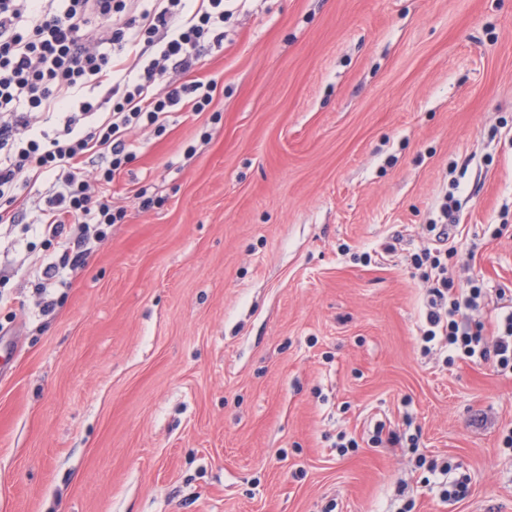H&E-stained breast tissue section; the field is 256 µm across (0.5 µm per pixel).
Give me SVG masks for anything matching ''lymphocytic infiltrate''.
I'll list each match as a JSON object with an SVG mask.
<instances>
[{
    "label": "lymphocytic infiltrate",
    "instance_id": "lymphocytic-infiltrate-1",
    "mask_svg": "<svg viewBox=\"0 0 512 512\" xmlns=\"http://www.w3.org/2000/svg\"><path fill=\"white\" fill-rule=\"evenodd\" d=\"M228 16L224 0H0V227H21L19 246L35 231L53 244L51 258L30 261L43 311L126 216L111 185L136 158L131 133L164 134L172 113L211 106L214 82L169 74L200 65ZM87 87L96 97H81ZM413 264L429 285L422 353L512 370V306L486 334L467 315L482 291L449 280L446 248L428 244Z\"/></svg>",
    "mask_w": 512,
    "mask_h": 512
}]
</instances>
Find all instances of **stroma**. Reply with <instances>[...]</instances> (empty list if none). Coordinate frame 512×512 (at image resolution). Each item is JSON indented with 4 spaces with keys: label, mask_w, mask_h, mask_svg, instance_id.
<instances>
[{
    "label": "stroma",
    "mask_w": 512,
    "mask_h": 512,
    "mask_svg": "<svg viewBox=\"0 0 512 512\" xmlns=\"http://www.w3.org/2000/svg\"><path fill=\"white\" fill-rule=\"evenodd\" d=\"M230 8L210 112L132 134L126 218L52 312L0 237V512H512V375L422 355L411 263L456 179L449 279L512 290V0ZM407 413L462 500L370 447Z\"/></svg>",
    "instance_id": "35a3bbf8"
}]
</instances>
